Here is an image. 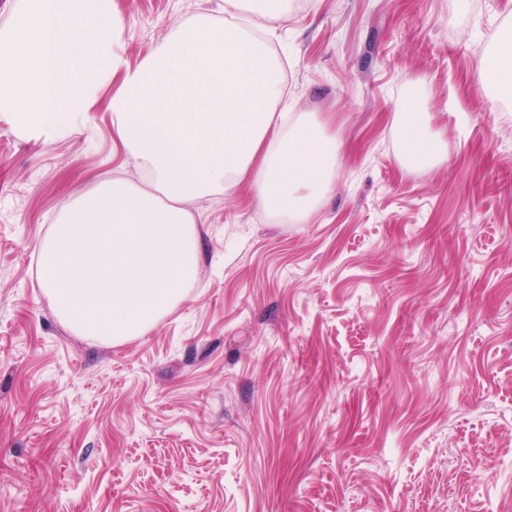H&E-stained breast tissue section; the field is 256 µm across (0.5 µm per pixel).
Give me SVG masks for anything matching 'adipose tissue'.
<instances>
[{
    "instance_id": "obj_1",
    "label": "adipose tissue",
    "mask_w": 512,
    "mask_h": 512,
    "mask_svg": "<svg viewBox=\"0 0 512 512\" xmlns=\"http://www.w3.org/2000/svg\"><path fill=\"white\" fill-rule=\"evenodd\" d=\"M290 6L224 0L252 25L202 19L131 67L113 51L125 26L114 0H16L17 24L0 29V112L46 139L68 137L119 77L115 134L142 173L62 207L43 243L42 285L79 335H141L183 300L199 260L191 199L245 184L262 209L303 216L329 190L339 144L315 115L277 117L284 80L255 34ZM401 124L404 160H446L417 103Z\"/></svg>"
}]
</instances>
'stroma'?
Wrapping results in <instances>:
<instances>
[{
	"instance_id": "stroma-1",
	"label": "stroma",
	"mask_w": 512,
	"mask_h": 512,
	"mask_svg": "<svg viewBox=\"0 0 512 512\" xmlns=\"http://www.w3.org/2000/svg\"><path fill=\"white\" fill-rule=\"evenodd\" d=\"M137 65L223 0H117ZM512 0H292L285 112L342 147L303 218L191 202L196 281L142 336L58 317L62 206L137 178L104 87L70 137L0 115V512H512ZM448 148L406 165L408 100ZM497 75V84L500 88L511 95L512 92V31L507 33L500 42L497 51L487 56L481 63L478 77L486 81L489 73Z\"/></svg>"
}]
</instances>
